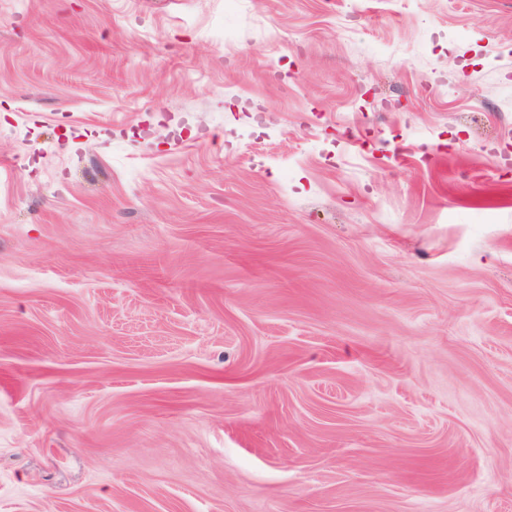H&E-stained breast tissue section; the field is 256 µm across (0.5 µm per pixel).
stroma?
I'll return each mask as SVG.
<instances>
[{
    "mask_svg": "<svg viewBox=\"0 0 512 512\" xmlns=\"http://www.w3.org/2000/svg\"><path fill=\"white\" fill-rule=\"evenodd\" d=\"M0 512H512V0H0Z\"/></svg>",
    "mask_w": 512,
    "mask_h": 512,
    "instance_id": "stroma-1",
    "label": "stroma"
}]
</instances>
